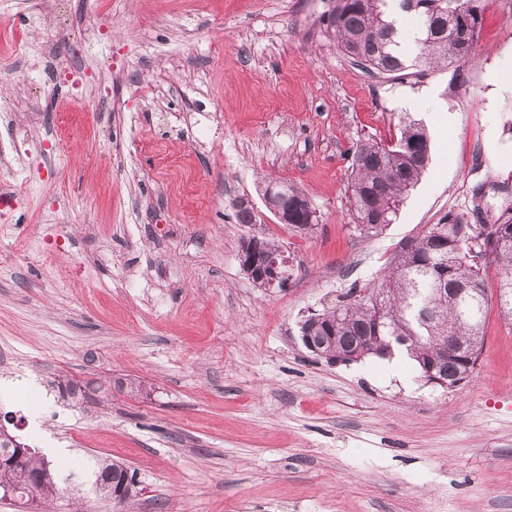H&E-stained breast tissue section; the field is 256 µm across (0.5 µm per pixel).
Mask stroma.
<instances>
[{"label":"stroma","mask_w":512,"mask_h":512,"mask_svg":"<svg viewBox=\"0 0 512 512\" xmlns=\"http://www.w3.org/2000/svg\"><path fill=\"white\" fill-rule=\"evenodd\" d=\"M335 3L69 0L49 40L29 18L52 0H0V99L28 175L13 198L0 181V409L22 442L56 439L57 467L106 456L138 489L121 505L62 494L46 512H512V322L495 268L485 343L455 389L405 360L328 363L300 337L305 316L380 282L448 213L512 205L497 190L512 184V0H486L471 62L387 78L327 33ZM73 42L83 81L63 72L44 92L37 48ZM107 88L110 111H81ZM408 119L430 163L393 224L360 234L351 152ZM271 182L307 198L314 233L267 210ZM240 198L257 223L237 222ZM254 234L288 256L287 290L244 274ZM61 376L109 386L108 401L58 402Z\"/></svg>","instance_id":"1"}]
</instances>
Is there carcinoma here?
<instances>
[{"mask_svg": "<svg viewBox=\"0 0 512 512\" xmlns=\"http://www.w3.org/2000/svg\"><path fill=\"white\" fill-rule=\"evenodd\" d=\"M401 12L418 22V52L407 60L397 50V17L388 0H338L326 20L340 47L358 65L375 76L404 72L412 67L466 63L483 23V0H399ZM430 158V142L423 126L410 121L400 136L388 143L365 140L352 154L348 184L350 212L355 228L374 235L392 223L407 193L420 181ZM288 199L290 226L309 234L318 226L316 211L299 191L286 183L273 186V201ZM482 211L472 215L450 213L415 241L402 248L380 283L306 316L304 322L324 344L326 358L357 363L368 356L391 358L398 349L414 361L420 374L430 368L448 383L470 377L484 344L483 325L488 306L484 272L498 271L497 302L512 320V207L495 219L498 227L478 230ZM436 336H451L455 348L444 349ZM63 401L86 395L69 379L54 384ZM64 475L42 452L28 457L11 471L10 481L31 505L42 512L59 495ZM95 495L104 499L124 487L136 491L134 476L123 463L94 457L83 469Z\"/></svg>", "mask_w": 512, "mask_h": 512, "instance_id": "carcinoma-1", "label": "carcinoma"}]
</instances>
